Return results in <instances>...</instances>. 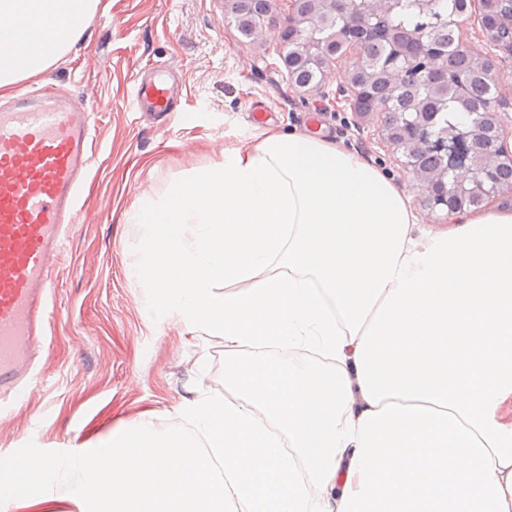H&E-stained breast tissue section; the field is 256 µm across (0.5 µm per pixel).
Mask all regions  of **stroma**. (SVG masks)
Here are the masks:
<instances>
[{"label": "stroma", "instance_id": "1", "mask_svg": "<svg viewBox=\"0 0 512 512\" xmlns=\"http://www.w3.org/2000/svg\"><path fill=\"white\" fill-rule=\"evenodd\" d=\"M227 9L226 0H99L77 45L16 85L54 84L84 98L100 145L84 222L55 274L41 386L0 425V468L23 453L64 458L101 446L119 424L143 417L180 429L185 401L223 397V337L189 332L176 316L149 309V289L129 274L145 228L123 215L222 160L225 148L256 144L269 129L318 134L406 189L422 227L448 222L446 208L428 209L404 174L380 116H358L345 103L338 76L355 52L330 65L320 89L294 87L274 33L244 37ZM151 68L177 79L170 113L129 106L133 71Z\"/></svg>", "mask_w": 512, "mask_h": 512}]
</instances>
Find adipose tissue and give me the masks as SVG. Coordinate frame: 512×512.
<instances>
[{
	"label": "adipose tissue",
	"mask_w": 512,
	"mask_h": 512,
	"mask_svg": "<svg viewBox=\"0 0 512 512\" xmlns=\"http://www.w3.org/2000/svg\"><path fill=\"white\" fill-rule=\"evenodd\" d=\"M98 3L0 0V42L25 43L0 51V95L69 52ZM125 221L146 228L132 274L155 305L223 337L225 398L183 404L192 433L139 420L15 461L0 490L36 506L30 485L67 479L91 512H512V211L425 230L355 152L271 131Z\"/></svg>",
	"instance_id": "adipose-tissue-1"
}]
</instances>
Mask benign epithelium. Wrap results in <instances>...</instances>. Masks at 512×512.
<instances>
[{"label":"benign epithelium","instance_id":"7a95c632","mask_svg":"<svg viewBox=\"0 0 512 512\" xmlns=\"http://www.w3.org/2000/svg\"><path fill=\"white\" fill-rule=\"evenodd\" d=\"M398 0H310L311 9L301 12L300 0H289L288 14L284 17L273 11L265 14L247 15L240 27L251 34L273 30L279 41V58L288 76L293 70H315L318 82H323L327 68L336 61L341 51L336 49V15H341L349 28L374 33L383 29H395V10ZM423 22L414 30H406V40H388V55L382 76L393 84L406 86L414 81L418 73L428 71L441 74L444 82L433 87L432 93L448 98L453 90V101L463 109H469L466 93L468 77L448 69L444 56L433 51L425 38V31L439 23L441 18L431 15L428 9L421 10ZM465 18L477 22L481 32V44L459 43V50L476 59L486 79L498 83L502 73L497 63L502 52L512 58V41H504L499 32L512 28V3L509 0H467ZM367 70L363 56L348 74L346 101L352 112L359 116L378 113L363 92L361 75ZM486 126L494 132L488 151L480 156L476 150L477 135L470 122L463 121L451 128L440 130L437 136H427L434 127L433 117L428 112H405L396 121L383 120L384 137L390 144L401 147L408 142H417L438 153L443 167L438 176L423 177L411 158L404 162L405 172L418 187L429 188L445 183L454 176V195L459 203L456 210H469L466 202L477 200L479 206L505 195L492 177V166H512V129L504 124L498 112H490Z\"/></svg>","mask_w":512,"mask_h":512}]
</instances>
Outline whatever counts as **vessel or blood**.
I'll use <instances>...</instances> for the list:
<instances>
[{"instance_id":"b4317fda","label":"vessel or blood","mask_w":512,"mask_h":512,"mask_svg":"<svg viewBox=\"0 0 512 512\" xmlns=\"http://www.w3.org/2000/svg\"><path fill=\"white\" fill-rule=\"evenodd\" d=\"M134 104L170 109L164 76L133 81ZM97 137L82 98L57 85L0 107V401L22 400L54 324V272L77 222Z\"/></svg>"}]
</instances>
